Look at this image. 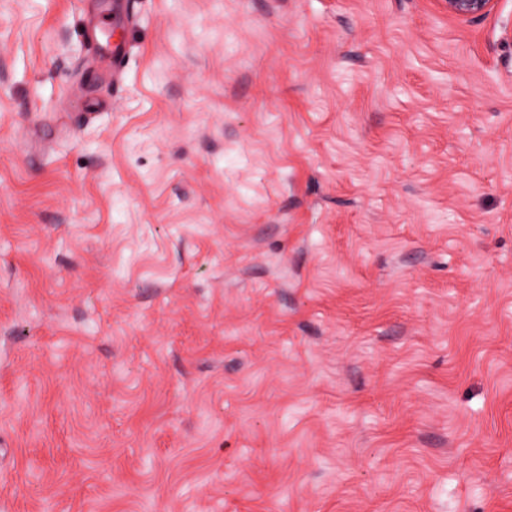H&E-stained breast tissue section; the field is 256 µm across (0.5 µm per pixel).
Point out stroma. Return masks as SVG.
Returning a JSON list of instances; mask_svg holds the SVG:
<instances>
[{"mask_svg": "<svg viewBox=\"0 0 512 512\" xmlns=\"http://www.w3.org/2000/svg\"><path fill=\"white\" fill-rule=\"evenodd\" d=\"M0 0V512H512V0ZM448 14L462 19H474L488 15L496 0H445Z\"/></svg>", "mask_w": 512, "mask_h": 512, "instance_id": "1", "label": "stroma"}]
</instances>
